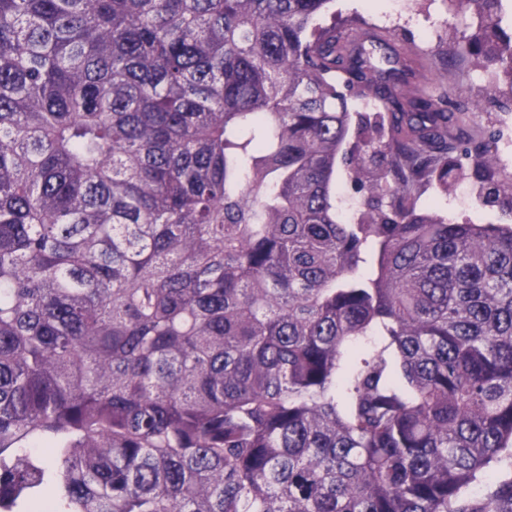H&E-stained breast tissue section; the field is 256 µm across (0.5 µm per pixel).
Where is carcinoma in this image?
<instances>
[{"label": "carcinoma", "mask_w": 512, "mask_h": 512, "mask_svg": "<svg viewBox=\"0 0 512 512\" xmlns=\"http://www.w3.org/2000/svg\"><path fill=\"white\" fill-rule=\"evenodd\" d=\"M328 3L0 0V512H512V225L410 204L498 143ZM336 217L342 223L345 222L344 211L350 201L355 202L357 208L362 211L363 204L368 196L367 190H359L349 176L346 166L339 162L336 172ZM354 224V223H343ZM512 478V466H508L505 463L498 465L490 474L489 477L485 478L481 483L473 486L468 491V498L474 503L480 504L487 498L494 495L497 487L502 481Z\"/></svg>", "instance_id": "cac0c4a2"}]
</instances>
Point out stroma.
I'll return each instance as SVG.
<instances>
[{
	"label": "stroma",
	"mask_w": 512,
	"mask_h": 512,
	"mask_svg": "<svg viewBox=\"0 0 512 512\" xmlns=\"http://www.w3.org/2000/svg\"><path fill=\"white\" fill-rule=\"evenodd\" d=\"M401 14H393L392 0H333L330 15L320 18L327 26L333 17L363 14L380 34L392 39L400 52H412L417 76L401 85L405 98L432 94H448L457 103L463 128L474 140L495 136L505 143L503 176L512 179V110L499 107L490 99L485 73L474 59L459 58L447 64L444 57L450 30L470 26L468 16L450 8L446 0H407Z\"/></svg>",
	"instance_id": "1"
}]
</instances>
